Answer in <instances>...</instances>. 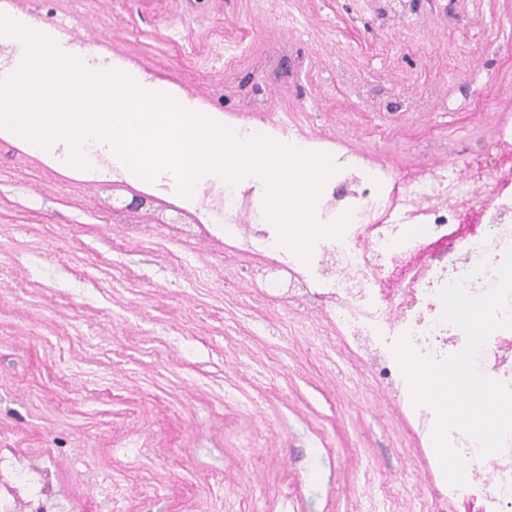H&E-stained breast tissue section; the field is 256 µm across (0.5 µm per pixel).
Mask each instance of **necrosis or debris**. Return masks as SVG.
I'll return each mask as SVG.
<instances>
[{
    "instance_id": "4bbe7bcc",
    "label": "necrosis or debris",
    "mask_w": 512,
    "mask_h": 512,
    "mask_svg": "<svg viewBox=\"0 0 512 512\" xmlns=\"http://www.w3.org/2000/svg\"><path fill=\"white\" fill-rule=\"evenodd\" d=\"M356 188L337 207L348 215L341 237L315 240L309 260L283 253L275 225L253 229L239 220L248 208L244 191L224 189L213 207L210 233L239 243L249 255L274 257L288 275L289 301L313 294L343 339L365 356L390 388L405 382L395 348L407 340L419 356L437 360L460 350L463 333L438 323L436 296L462 282L467 293L485 294L512 248V111L494 116L493 148L465 165L446 162L393 182L387 168L356 169ZM481 373L512 390V331L496 330L482 348ZM466 458L468 483L431 482L413 512H504L512 508V440L503 453L479 457L474 441L450 434ZM0 512H71L55 490L47 467L0 454Z\"/></svg>"
}]
</instances>
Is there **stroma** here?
I'll return each mask as SVG.
<instances>
[{
  "instance_id": "obj_1",
  "label": "stroma",
  "mask_w": 512,
  "mask_h": 512,
  "mask_svg": "<svg viewBox=\"0 0 512 512\" xmlns=\"http://www.w3.org/2000/svg\"><path fill=\"white\" fill-rule=\"evenodd\" d=\"M421 0L391 28L367 0H295L299 37L271 0H70L99 47L207 106L263 126L304 112L305 133L396 177L485 152L491 114L512 97V4ZM430 18L424 53L403 46ZM179 43L166 40L170 28ZM255 53L225 76L224 49ZM383 85V112L355 85ZM448 87L431 111L416 99ZM77 172L0 142V448L39 458L80 512H406L435 467L411 405L340 353L310 297L285 306L255 287L284 273L209 239L205 271L175 260L162 227L104 223ZM235 391L240 402H228Z\"/></svg>"
}]
</instances>
